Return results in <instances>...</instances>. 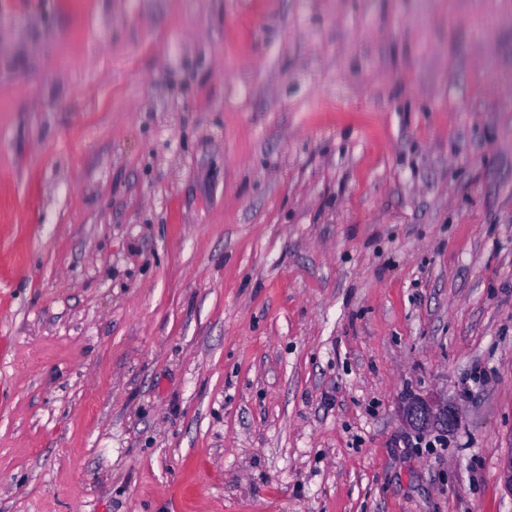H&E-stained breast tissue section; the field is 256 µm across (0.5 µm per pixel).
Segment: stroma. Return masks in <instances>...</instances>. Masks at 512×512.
<instances>
[{
  "mask_svg": "<svg viewBox=\"0 0 512 512\" xmlns=\"http://www.w3.org/2000/svg\"><path fill=\"white\" fill-rule=\"evenodd\" d=\"M511 453L512 0H0V512H512ZM455 409L448 403L416 401L406 408V419L417 428H447L450 430L456 423Z\"/></svg>",
  "mask_w": 512,
  "mask_h": 512,
  "instance_id": "stroma-1",
  "label": "stroma"
}]
</instances>
